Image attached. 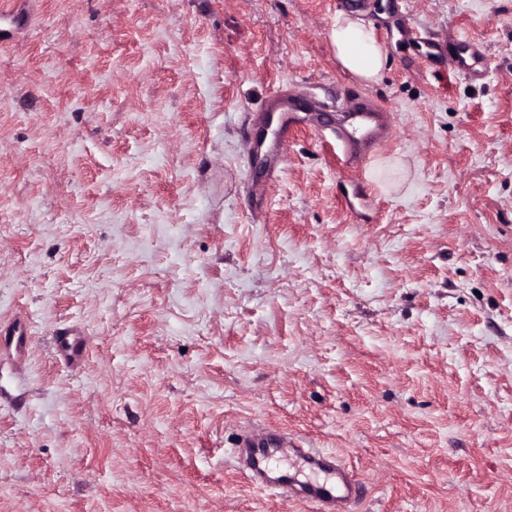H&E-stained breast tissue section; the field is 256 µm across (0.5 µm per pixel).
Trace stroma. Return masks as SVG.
Returning <instances> with one entry per match:
<instances>
[{"mask_svg":"<svg viewBox=\"0 0 512 512\" xmlns=\"http://www.w3.org/2000/svg\"><path fill=\"white\" fill-rule=\"evenodd\" d=\"M348 87L394 125L354 168L269 107ZM0 328V512H313L256 424L353 512H512V0H0ZM331 41L344 69L366 85L380 81L389 55L371 25L357 16L340 14L332 26ZM70 335L57 336V348L66 360L72 363H79L84 358L87 344L81 337ZM236 456L253 484L280 490L289 498L310 504L316 512H345L359 490L353 471L335 453L303 448L298 439L265 427L245 432ZM288 460L318 475L301 480L293 463L288 468L280 465Z\"/></svg>","mask_w":512,"mask_h":512,"instance_id":"stroma-1","label":"stroma"}]
</instances>
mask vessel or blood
I'll return each mask as SVG.
<instances>
[{
    "mask_svg": "<svg viewBox=\"0 0 512 512\" xmlns=\"http://www.w3.org/2000/svg\"><path fill=\"white\" fill-rule=\"evenodd\" d=\"M348 117V125L315 128L318 135L335 143L347 161L359 159L392 135L385 112L366 97L354 98ZM56 344L72 363L81 362L87 350L86 342L77 336L57 337ZM236 456L253 484L310 504L314 512H346L359 490L353 471L336 454L302 447L298 439L264 427L241 436ZM298 464L311 471V478H298L294 470Z\"/></svg>",
    "mask_w": 512,
    "mask_h": 512,
    "instance_id": "1",
    "label": "vessel or blood"
}]
</instances>
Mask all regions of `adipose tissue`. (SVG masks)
Returning <instances> with one entry per match:
<instances>
[{
  "mask_svg": "<svg viewBox=\"0 0 512 512\" xmlns=\"http://www.w3.org/2000/svg\"><path fill=\"white\" fill-rule=\"evenodd\" d=\"M331 41L344 69L364 84L380 81L389 55L371 25L354 15H338L331 29Z\"/></svg>",
  "mask_w": 512,
  "mask_h": 512,
  "instance_id": "obj_1",
  "label": "adipose tissue"
}]
</instances>
